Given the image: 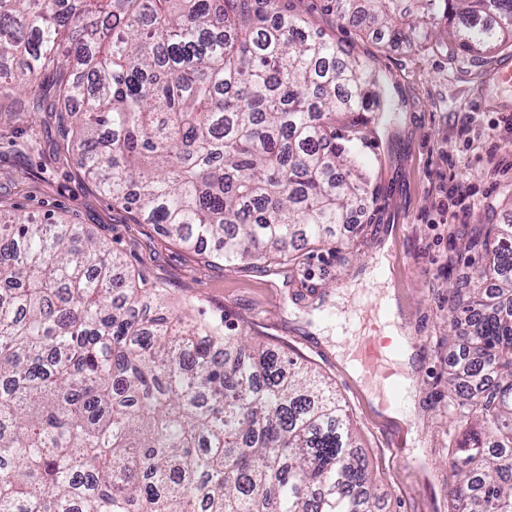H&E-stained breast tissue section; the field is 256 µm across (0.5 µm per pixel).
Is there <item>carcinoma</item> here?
Returning <instances> with one entry per match:
<instances>
[{
	"mask_svg": "<svg viewBox=\"0 0 512 512\" xmlns=\"http://www.w3.org/2000/svg\"><path fill=\"white\" fill-rule=\"evenodd\" d=\"M282 0H0V92L60 74L67 147L144 224L229 263L327 244L373 194L370 65ZM416 45L512 43V0H325ZM90 71L73 77L70 58ZM449 288L466 373L451 512H512V224ZM79 224H0V512H379L315 372L170 317Z\"/></svg>",
	"mask_w": 512,
	"mask_h": 512,
	"instance_id": "cac0c4a2",
	"label": "carcinoma"
}]
</instances>
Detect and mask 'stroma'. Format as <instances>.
Segmentation results:
<instances>
[{
	"label": "stroma",
	"instance_id": "1",
	"mask_svg": "<svg viewBox=\"0 0 512 512\" xmlns=\"http://www.w3.org/2000/svg\"><path fill=\"white\" fill-rule=\"evenodd\" d=\"M313 27L367 62L393 107L362 163L377 189L361 217L300 261L234 264L198 253L137 223L62 148L55 78L47 75L0 97V210L80 224L121 254L136 286L155 285L190 320L220 323L225 334L308 364L328 377L345 406L382 512H448V446L459 412L448 395L457 343L449 341L450 277L480 251L463 236L512 224V95L484 85L512 48L461 50L440 30L428 43L390 45L300 0ZM395 292L398 327L413 350L408 402L400 416L374 405L378 388L347 363L375 317L373 300ZM405 440L407 457L391 443Z\"/></svg>",
	"mask_w": 512,
	"mask_h": 512
}]
</instances>
